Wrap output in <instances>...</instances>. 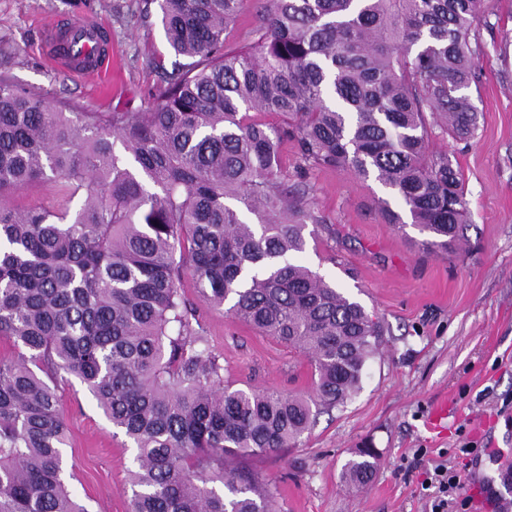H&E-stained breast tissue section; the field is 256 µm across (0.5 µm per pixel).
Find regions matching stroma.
Here are the masks:
<instances>
[{
	"label": "stroma",
	"mask_w": 512,
	"mask_h": 512,
	"mask_svg": "<svg viewBox=\"0 0 512 512\" xmlns=\"http://www.w3.org/2000/svg\"><path fill=\"white\" fill-rule=\"evenodd\" d=\"M142 0H0V75L74 112H143L158 101L176 57L157 16ZM82 19L102 24L112 75L91 82L51 68L44 26ZM477 34L483 51L468 94L478 113L475 138H434L463 177L469 226L451 252L426 253L411 224L384 223L374 179L322 169L300 177L294 144L283 158L289 183L306 192L319 224H308L299 259L378 318L383 336L359 390L317 416L286 451L250 458L274 493L275 512H427L429 473L413 455L464 465V440L487 456L512 449V0H483ZM184 292L203 336L235 389L273 388L307 396V359L224 309ZM64 409L71 494L88 512H129L135 451L77 380L58 389ZM371 447L370 480L351 485L345 462Z\"/></svg>",
	"instance_id": "35a3bbf8"
}]
</instances>
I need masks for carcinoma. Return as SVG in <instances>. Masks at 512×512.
Masks as SVG:
<instances>
[{
    "instance_id": "1",
    "label": "carcinoma",
    "mask_w": 512,
    "mask_h": 512,
    "mask_svg": "<svg viewBox=\"0 0 512 512\" xmlns=\"http://www.w3.org/2000/svg\"><path fill=\"white\" fill-rule=\"evenodd\" d=\"M246 0H144L188 59L146 112H67L0 77V512H87L68 490L58 384L73 377L136 448L130 512H274L239 458L278 453L359 389L382 330L296 259L307 221L281 154L387 188L426 249L465 240L463 181L433 149L475 136L480 0H266L258 40L228 48ZM120 143L123 153L115 150ZM62 182L76 208L9 204ZM385 223L400 210L378 200ZM200 297L302 351L313 395L232 390ZM345 479L361 484L362 448Z\"/></svg>"
}]
</instances>
